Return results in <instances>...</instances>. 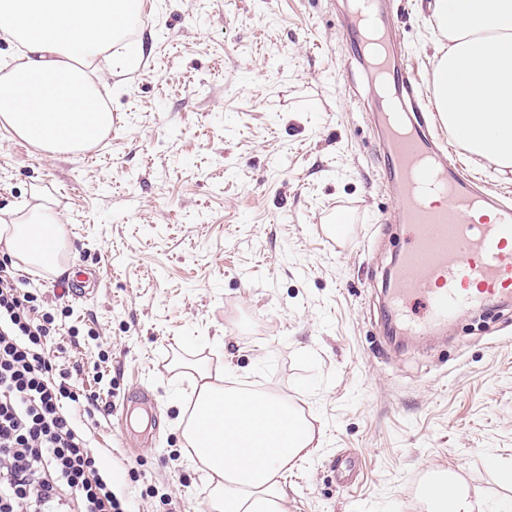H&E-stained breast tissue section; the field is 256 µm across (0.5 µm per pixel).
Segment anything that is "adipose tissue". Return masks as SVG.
Instances as JSON below:
<instances>
[{
  "label": "adipose tissue",
  "instance_id": "ef3b65f1",
  "mask_svg": "<svg viewBox=\"0 0 512 512\" xmlns=\"http://www.w3.org/2000/svg\"><path fill=\"white\" fill-rule=\"evenodd\" d=\"M142 0H0V34L20 43V63L0 75V122L36 148L65 155L98 144L112 128L84 69L121 36ZM439 32L433 92L449 135L502 178L512 177V0H431ZM69 244L56 213L35 197L0 219V253L52 272ZM194 409L181 436L203 465L207 512H287L285 475L315 440L288 428V403L230 390L192 365ZM429 512H481L452 473L422 489Z\"/></svg>",
  "mask_w": 512,
  "mask_h": 512
}]
</instances>
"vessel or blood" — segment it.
I'll return each instance as SVG.
<instances>
[{
  "instance_id": "obj_1",
  "label": "vessel or blood",
  "mask_w": 512,
  "mask_h": 512,
  "mask_svg": "<svg viewBox=\"0 0 512 512\" xmlns=\"http://www.w3.org/2000/svg\"><path fill=\"white\" fill-rule=\"evenodd\" d=\"M365 2L351 9L346 35L369 95L385 91L397 102L373 107L372 118L394 190L389 221L410 236L391 275L389 311L402 333L433 336L482 301L512 304V205L482 192L448 145L433 91L392 31L393 0ZM431 193L444 209L425 206Z\"/></svg>"
}]
</instances>
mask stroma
Returning a JSON list of instances; mask_svg holds the SVG:
<instances>
[{
    "mask_svg": "<svg viewBox=\"0 0 512 512\" xmlns=\"http://www.w3.org/2000/svg\"><path fill=\"white\" fill-rule=\"evenodd\" d=\"M343 3L144 0L141 61L86 68L113 117L94 156L0 124V210L39 192L69 243L60 274L13 269L60 330L57 364L107 408L92 446L133 512H205L179 359L306 410L321 438L288 471V512H427L422 481L448 469L512 512V313L389 339L383 275L406 235L377 221L391 194L341 65ZM397 3L430 81L429 13ZM79 275L85 297L64 295Z\"/></svg>",
    "mask_w": 512,
    "mask_h": 512,
    "instance_id": "obj_1",
    "label": "stroma"
}]
</instances>
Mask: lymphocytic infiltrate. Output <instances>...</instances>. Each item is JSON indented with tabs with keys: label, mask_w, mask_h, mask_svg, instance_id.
<instances>
[{
	"label": "lymphocytic infiltrate",
	"mask_w": 512,
	"mask_h": 512,
	"mask_svg": "<svg viewBox=\"0 0 512 512\" xmlns=\"http://www.w3.org/2000/svg\"><path fill=\"white\" fill-rule=\"evenodd\" d=\"M53 322L0 266V512H128L90 446L99 402L56 364Z\"/></svg>",
	"instance_id": "1"
}]
</instances>
